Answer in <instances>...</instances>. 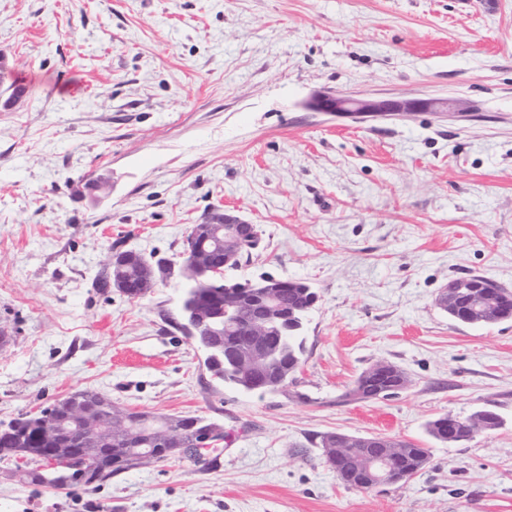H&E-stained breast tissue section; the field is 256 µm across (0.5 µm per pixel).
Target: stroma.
<instances>
[{"mask_svg": "<svg viewBox=\"0 0 512 512\" xmlns=\"http://www.w3.org/2000/svg\"><path fill=\"white\" fill-rule=\"evenodd\" d=\"M322 90L459 107L354 121L306 109ZM217 208L262 232L239 277L318 295L275 392L211 375L170 323L179 279L139 300L92 287L113 241L175 261ZM469 275L512 289V0H0V420L93 388L231 435L216 469L172 458L91 495L0 471V512H512V321L435 301ZM379 362L408 389L344 400ZM480 409L501 426L426 430ZM326 432L430 462L348 488Z\"/></svg>", "mask_w": 512, "mask_h": 512, "instance_id": "obj_1", "label": "stroma"}]
</instances>
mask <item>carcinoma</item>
Instances as JSON below:
<instances>
[{"label": "carcinoma", "instance_id": "cac0c4a2", "mask_svg": "<svg viewBox=\"0 0 512 512\" xmlns=\"http://www.w3.org/2000/svg\"><path fill=\"white\" fill-rule=\"evenodd\" d=\"M260 243V230L247 228L243 231L240 243L234 245L231 253L226 255L219 251L214 255L215 266L224 269V275H208L202 283L195 285L193 294L198 301H208L215 311H221L224 303V290L241 288L246 302L257 317L263 314V298L266 292L278 286L274 277H262L258 281L240 280L232 272L242 267L243 260L250 257ZM122 249L123 260L132 267L143 265L145 256L139 252L123 248V243L116 241L108 251ZM283 303V318L275 321V336L271 337L272 348L259 372L252 377H244L229 350L242 342L244 329L226 328L222 320L215 323V330L224 335L202 332L193 337V341L207 352L206 363L214 375L224 382L249 392H264L284 386L288 379L299 369L304 352L303 339L300 336L303 324L317 301L312 289L305 287V282L295 281L290 288L280 289ZM403 380V370L392 364L381 373H373L367 368L356 379L353 388L345 394L347 398L359 400H379L394 396L392 388ZM84 409L105 417H112V432L116 435L125 433L138 424L135 412L123 409L112 402V398L92 389L80 390ZM175 431L179 446L156 449L155 455L148 458L132 460L122 442L112 441L90 456L77 455L59 460L55 468L44 469V460L50 448H80L84 446L85 434L75 430L67 435L48 439L42 434L38 414L29 411L18 414L7 423L0 422V467L13 472L23 473L22 480L33 486L65 490L69 493H91L97 491L105 482L132 469L148 466L158 461H165L170 456H181L211 470L218 466L221 450L219 445L229 438L224 432L217 433L212 440V447L199 453L193 451L194 439L213 421L203 416H178L168 418ZM385 455L389 458L392 472L390 483L405 482L426 467L429 452L416 444L403 441L399 448H380L373 443L363 448H352L346 460L335 468L337 479L348 488L364 487V478L357 464L363 457Z\"/></svg>", "mask_w": 512, "mask_h": 512}]
</instances>
